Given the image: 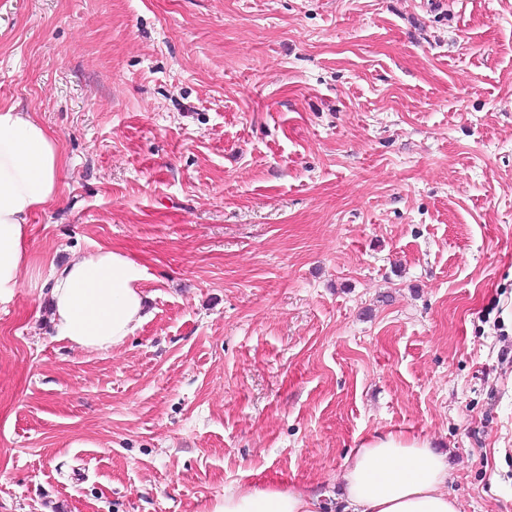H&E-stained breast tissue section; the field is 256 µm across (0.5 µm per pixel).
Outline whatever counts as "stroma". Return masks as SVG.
I'll use <instances>...</instances> for the list:
<instances>
[{
  "instance_id": "obj_1",
  "label": "stroma",
  "mask_w": 512,
  "mask_h": 512,
  "mask_svg": "<svg viewBox=\"0 0 512 512\" xmlns=\"http://www.w3.org/2000/svg\"><path fill=\"white\" fill-rule=\"evenodd\" d=\"M55 138L0 304V512L325 494L362 439L512 512V0H0V105ZM144 265L123 345L40 289ZM145 280V266L107 247L53 267L41 291L47 289L54 336L85 350L118 347L147 316Z\"/></svg>"
}]
</instances>
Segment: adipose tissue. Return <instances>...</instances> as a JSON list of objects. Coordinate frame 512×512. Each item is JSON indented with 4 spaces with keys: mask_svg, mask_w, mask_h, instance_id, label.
Segmentation results:
<instances>
[{
    "mask_svg": "<svg viewBox=\"0 0 512 512\" xmlns=\"http://www.w3.org/2000/svg\"><path fill=\"white\" fill-rule=\"evenodd\" d=\"M62 155L31 113L0 106V303L27 262L31 216L55 199ZM145 266L100 247L52 268L46 282L54 335L85 350L118 347L146 318ZM448 456L426 439L378 432L336 477L341 512H459L448 492ZM322 497L290 487L226 493L211 512H321Z\"/></svg>",
    "mask_w": 512,
    "mask_h": 512,
    "instance_id": "adipose-tissue-1",
    "label": "adipose tissue"
}]
</instances>
